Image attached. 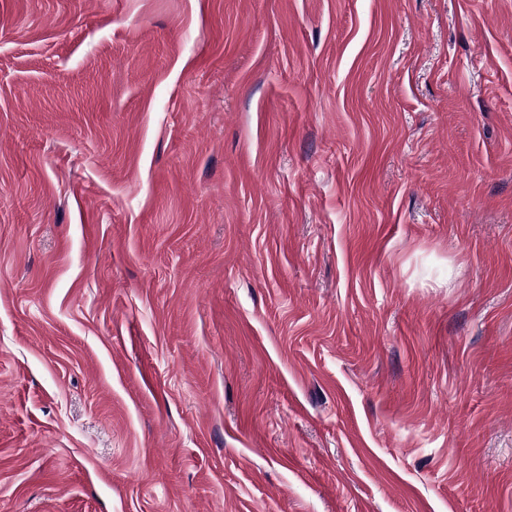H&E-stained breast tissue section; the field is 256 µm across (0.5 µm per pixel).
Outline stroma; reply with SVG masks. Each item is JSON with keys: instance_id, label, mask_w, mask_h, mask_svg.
Listing matches in <instances>:
<instances>
[{"instance_id": "stroma-1", "label": "stroma", "mask_w": 512, "mask_h": 512, "mask_svg": "<svg viewBox=\"0 0 512 512\" xmlns=\"http://www.w3.org/2000/svg\"><path fill=\"white\" fill-rule=\"evenodd\" d=\"M0 512H512V0H0Z\"/></svg>"}]
</instances>
